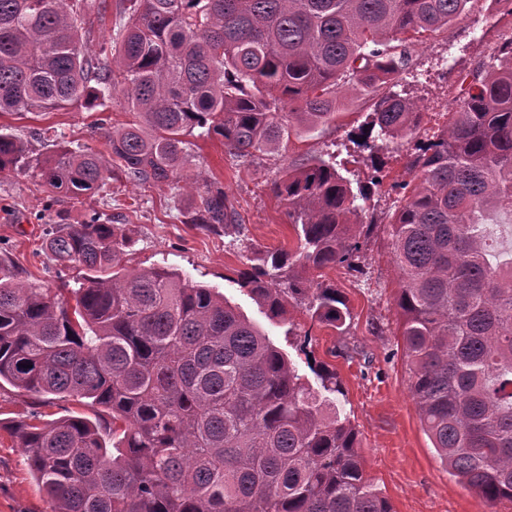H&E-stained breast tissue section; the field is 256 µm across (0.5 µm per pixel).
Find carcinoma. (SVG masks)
I'll return each mask as SVG.
<instances>
[{"label":"carcinoma","mask_w":512,"mask_h":512,"mask_svg":"<svg viewBox=\"0 0 512 512\" xmlns=\"http://www.w3.org/2000/svg\"><path fill=\"white\" fill-rule=\"evenodd\" d=\"M470 0H118L127 21L91 51L96 0H0V112L101 109L136 121L101 147L31 159L0 126V177L32 171L49 205L111 183L189 182L182 223H237L224 186L184 174L189 137L245 162L371 91L367 148L420 127L414 103L380 88L408 63L394 41L448 27ZM414 184L389 215L409 392L448 473L489 502L512 500V251L490 218L512 216V38L480 63L453 120L413 146ZM296 235L257 253L236 283L271 319L292 304L341 329L348 307L323 280L358 269L375 219L333 157L271 184ZM44 250L85 270L73 299L0 262V382L87 399L112 434L78 416L8 425L51 512H393L364 476L358 431L320 365L314 388L216 289L166 266L129 271L136 239L94 211L59 210ZM75 305H70V301Z\"/></svg>","instance_id":"1"}]
</instances>
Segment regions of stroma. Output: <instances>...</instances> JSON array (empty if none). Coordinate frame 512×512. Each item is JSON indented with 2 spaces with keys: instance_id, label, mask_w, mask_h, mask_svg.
Wrapping results in <instances>:
<instances>
[{
  "instance_id": "stroma-1",
  "label": "stroma",
  "mask_w": 512,
  "mask_h": 512,
  "mask_svg": "<svg viewBox=\"0 0 512 512\" xmlns=\"http://www.w3.org/2000/svg\"><path fill=\"white\" fill-rule=\"evenodd\" d=\"M512 36V14L497 0H469L466 10L444 31L406 45L409 63L393 77L390 91L414 102L423 114L413 139L438 134L462 99L476 66ZM344 109L324 126L292 125L280 148L257 154L240 165L218 139L198 138L190 147L191 174L199 181H220L243 226L242 233L213 234L181 223L180 209L191 199L166 184L125 183L67 202L71 218L97 211L112 223L136 231L138 243L125 264L131 269L166 266L193 281L218 288L282 347L299 370L318 384L311 363L335 371L343 390L341 402L355 425L366 476L389 499L393 512H512V502H488L464 487L442 467L410 396L409 370L399 336L401 314L396 303L400 271L394 261L387 217L394 210L399 186L412 178L409 145L372 151L356 136L374 109L371 95L346 89ZM131 115L120 104L101 113L73 107L61 112L0 115L30 155L49 153V138L100 146L98 123L119 127ZM332 154L353 186H370L365 214L375 217L358 260L359 271L327 270L324 280L345 298L351 315L342 330L311 321L305 308L292 312L290 324L270 321L235 282L251 248L289 249L296 236L286 208L272 194L271 183L285 168H301L313 157ZM47 194L38 177L21 173L0 179V261L21 279L49 288L73 282L83 271H57L42 251L55 220L46 207ZM306 351H299V342ZM81 416L111 425L112 414L71 398L35 396L9 384L0 385V422ZM0 512H49V504L30 473L21 448L0 429Z\"/></svg>"
}]
</instances>
